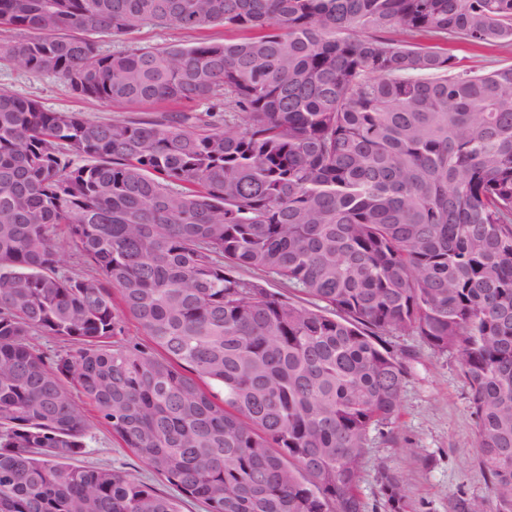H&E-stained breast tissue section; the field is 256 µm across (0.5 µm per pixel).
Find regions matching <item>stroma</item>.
<instances>
[{"label":"stroma","mask_w":512,"mask_h":512,"mask_svg":"<svg viewBox=\"0 0 512 512\" xmlns=\"http://www.w3.org/2000/svg\"><path fill=\"white\" fill-rule=\"evenodd\" d=\"M19 37V32L0 28V88L37 100L47 110L78 112L95 121L168 113L165 105L109 107L76 96L54 76L21 68L5 52ZM204 37L221 41L228 34L220 27L204 34L143 27L128 36L99 38L98 46L110 53L130 47L190 45ZM448 50L476 71L512 64V45L476 49L452 41ZM386 342L405 364L409 377L397 418L371 434L359 482L364 512H393L386 489L390 476L402 489V512H464L466 504L481 500L488 512H496L498 503L475 445L476 424L459 363L450 354L434 351L416 335L390 336ZM86 443L77 464L145 474L143 462L128 454L106 428L93 425Z\"/></svg>","instance_id":"35a3bbf8"}]
</instances>
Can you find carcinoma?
<instances>
[{
	"label": "carcinoma",
	"instance_id": "obj_1",
	"mask_svg": "<svg viewBox=\"0 0 512 512\" xmlns=\"http://www.w3.org/2000/svg\"><path fill=\"white\" fill-rule=\"evenodd\" d=\"M144 26L242 36L95 41ZM0 27L80 97L224 113L99 122L0 89V512H364L399 333L456 356L512 512V64L445 48L512 43V0H0ZM73 389L180 497L73 464ZM448 50L467 67L485 71L502 64H512V45L476 49L463 42H448Z\"/></svg>",
	"mask_w": 512,
	"mask_h": 512
}]
</instances>
